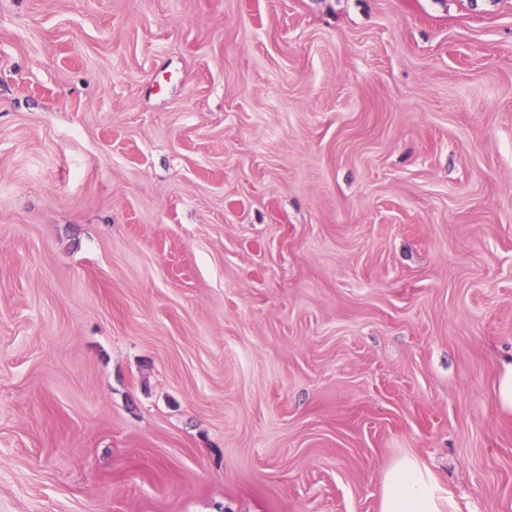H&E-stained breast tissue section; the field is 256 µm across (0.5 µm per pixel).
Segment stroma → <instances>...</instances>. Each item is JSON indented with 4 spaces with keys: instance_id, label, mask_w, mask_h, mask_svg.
<instances>
[{
    "instance_id": "obj_1",
    "label": "stroma",
    "mask_w": 512,
    "mask_h": 512,
    "mask_svg": "<svg viewBox=\"0 0 512 512\" xmlns=\"http://www.w3.org/2000/svg\"><path fill=\"white\" fill-rule=\"evenodd\" d=\"M512 0H0V512H512ZM495 402L502 409L512 411V361L503 363L499 371ZM453 491L415 456H404L385 473L381 512H459Z\"/></svg>"
}]
</instances>
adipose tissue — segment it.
Returning <instances> with one entry per match:
<instances>
[{"label":"adipose tissue","mask_w":512,"mask_h":512,"mask_svg":"<svg viewBox=\"0 0 512 512\" xmlns=\"http://www.w3.org/2000/svg\"><path fill=\"white\" fill-rule=\"evenodd\" d=\"M381 512H459L453 491L417 457L404 456L385 473Z\"/></svg>","instance_id":"1"}]
</instances>
